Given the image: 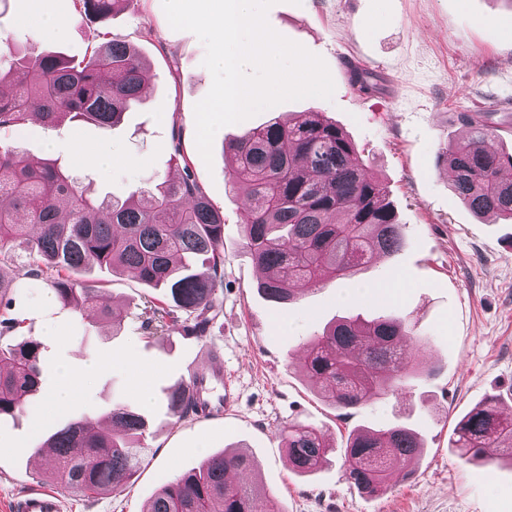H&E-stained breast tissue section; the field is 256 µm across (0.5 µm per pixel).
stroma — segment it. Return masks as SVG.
Returning a JSON list of instances; mask_svg holds the SVG:
<instances>
[{"label":"stroma","mask_w":512,"mask_h":512,"mask_svg":"<svg viewBox=\"0 0 512 512\" xmlns=\"http://www.w3.org/2000/svg\"><path fill=\"white\" fill-rule=\"evenodd\" d=\"M267 19L323 58L334 96L284 102L222 127L212 164L195 143L194 107L212 85L202 64L205 47L193 33L170 27L162 0H139L109 21L112 33L146 63L150 93L140 108L106 130L32 122L0 131L1 141L63 164L73 162L78 142L112 152L110 168L89 163L81 169L83 185L98 198L176 177L170 153L172 143H180L195 177L224 212V313L199 339L177 330L149 334L145 299L153 288L111 268L91 276L125 314L116 332L61 310L49 286L28 278L21 262L0 265L13 279L6 316L22 320L26 334L45 346L37 394L23 412L0 418V512H11L52 469L36 463L29 448L42 446L69 420L104 424L116 402L148 421L141 469L114 492H66V512H142L163 484L227 448L254 456L257 479L286 512H512V461L469 464L450 446L456 423L486 397L512 408V220L476 216L451 191L440 156L467 133L456 118L460 112L487 113L497 148L512 152V0H276ZM0 36L23 52L79 58L95 32L73 17L61 37L40 38L22 0H8ZM344 59L380 75L381 92L356 93L340 65ZM311 110L342 127L370 173L385 180L405 244L350 278L300 286L281 310L257 291L264 274L244 246V200L229 189L222 145L271 117ZM352 315L414 323L428 340L421 355L430 376L407 381L367 407L332 406L293 362L324 326ZM212 348L224 360L236 404L217 420L173 416L166 391L188 382L190 364ZM61 365L77 377L74 399L62 410L49 403ZM140 372L148 377V404L137 384ZM293 423L321 430L334 448L313 476H298L288 465L280 432ZM399 423L420 433L422 457L409 478L385 494L359 493L344 476L340 450L358 430Z\"/></svg>","instance_id":"1"}]
</instances>
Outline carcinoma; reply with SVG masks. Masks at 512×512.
I'll return each instance as SVG.
<instances>
[{"instance_id": "obj_1", "label": "carcinoma", "mask_w": 512, "mask_h": 512, "mask_svg": "<svg viewBox=\"0 0 512 512\" xmlns=\"http://www.w3.org/2000/svg\"><path fill=\"white\" fill-rule=\"evenodd\" d=\"M139 0H72L83 19L105 21ZM10 56L9 75L0 73V131L21 130L35 116L46 128L69 120L102 128L143 104L146 64L126 40L105 31L96 35L80 60L55 52H21L0 40V57ZM351 87L363 95L382 90L378 76L353 66ZM468 135L443 151L454 194L475 214L512 219V153L494 146L496 134L485 112H459ZM231 156L228 183L247 204L241 212L243 237L255 265L269 276L259 292L277 305L296 296L292 285L341 280L403 244L402 225L387 199L381 178L368 173L355 144L342 128L319 112L296 119L274 117L225 145ZM171 159L183 176L150 189L135 187L124 198H92L71 166L40 160L16 145L0 142V261L21 252L26 275L45 281L58 301L79 317L121 327L123 312L102 300L95 283L77 274L95 266L129 272L162 291L146 301L151 334L176 326L187 336H205L223 314L224 212L193 177L180 144ZM403 317L362 320L344 317L314 336L295 367L336 407H363L393 394L430 369L403 353L414 340ZM43 344L35 338L0 342V417L20 413L38 390ZM171 412L199 411L181 385L166 394ZM101 430L83 421L60 426L46 447L56 450L52 480L86 496L115 489L116 475L136 473L147 422L116 403ZM288 461L301 474L318 471L332 452L316 428L291 424L282 433ZM452 444L465 461L491 464L494 452L512 460V411L490 396L460 419ZM422 452L417 432L400 426L362 429L343 449L347 480L371 497L388 491L393 462L405 467ZM254 471L246 453L207 456L196 471L166 483L144 512H285L267 499L255 505L260 489L229 483L226 471Z\"/></svg>"}]
</instances>
